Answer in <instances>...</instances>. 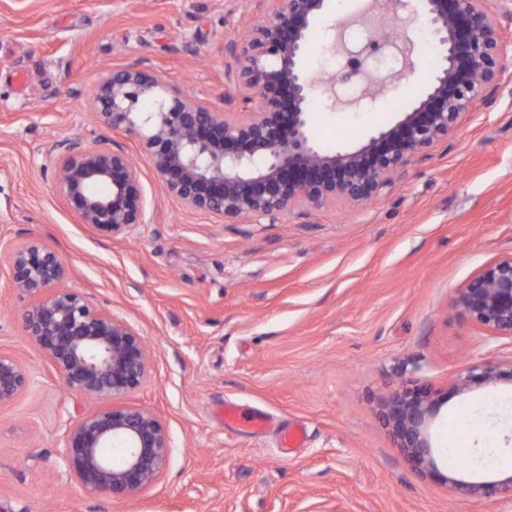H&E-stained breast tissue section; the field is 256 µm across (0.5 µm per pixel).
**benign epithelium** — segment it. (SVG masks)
I'll return each instance as SVG.
<instances>
[{"instance_id":"benign-epithelium-1","label":"benign epithelium","mask_w":512,"mask_h":512,"mask_svg":"<svg viewBox=\"0 0 512 512\" xmlns=\"http://www.w3.org/2000/svg\"><path fill=\"white\" fill-rule=\"evenodd\" d=\"M421 9L437 51L421 95L383 128L352 148L325 152L309 139L308 102L321 86L303 65L315 22L330 0H256L266 17L226 49L234 59L240 97L219 109L159 80L145 66L115 68L93 87L96 116L114 131L138 138L168 192L186 208L238 224L273 220L298 208H358L390 185L416 156L448 137L461 116L488 100L507 70L503 37L491 0H394L400 14ZM155 110L142 112L141 101ZM59 193L84 224L125 235L146 223L140 174L129 155L102 144L59 160ZM14 288L34 298L24 326L60 380L100 400L139 388L149 374L138 333L109 311L64 285L61 256L38 239L4 247ZM455 304L476 325L512 337V254L483 267L457 289ZM512 381V361L471 364L448 393ZM29 386L23 363L0 352V407ZM440 397L403 388L383 405L385 425L415 465L434 468L426 425ZM125 445L121 462L104 449ZM171 451L157 415L138 406H109L81 415L69 428L65 459L89 494L133 495L155 483ZM438 480L450 488L464 483ZM470 494L512 493V474L471 481Z\"/></svg>"}]
</instances>
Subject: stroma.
Here are the masks:
<instances>
[{
	"mask_svg": "<svg viewBox=\"0 0 512 512\" xmlns=\"http://www.w3.org/2000/svg\"><path fill=\"white\" fill-rule=\"evenodd\" d=\"M262 19L252 0H0V241L48 244L69 287L140 335L149 377L121 402L154 411L172 442L160 480L139 493L81 488L66 436L100 403L64 386L28 338L33 300L0 253V351L30 376L0 408V512H512V495L436 479L470 480L456 454L512 456V384L448 393L467 365L512 361V338L454 304L512 254V67L364 206L227 224L170 195L139 141L96 121L90 93L112 68L139 64L223 107L236 91L224 46ZM315 103L310 137L328 150L393 118ZM99 141L140 171L147 220L125 236L81 223L56 189L62 143ZM414 384L448 395L428 428L433 474L380 415ZM228 402L272 427L225 425ZM292 426L306 441L281 453Z\"/></svg>",
	"mask_w": 512,
	"mask_h": 512,
	"instance_id": "1",
	"label": "stroma"
}]
</instances>
